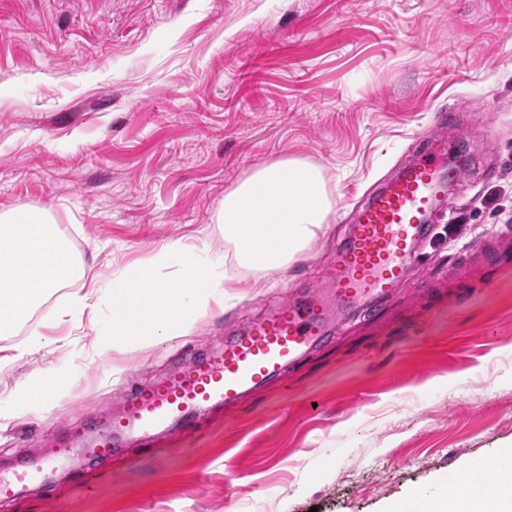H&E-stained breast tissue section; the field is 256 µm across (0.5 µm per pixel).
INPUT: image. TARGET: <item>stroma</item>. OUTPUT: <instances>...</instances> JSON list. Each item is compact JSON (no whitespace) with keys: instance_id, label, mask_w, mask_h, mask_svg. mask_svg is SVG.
I'll return each mask as SVG.
<instances>
[{"instance_id":"obj_1","label":"stroma","mask_w":512,"mask_h":512,"mask_svg":"<svg viewBox=\"0 0 512 512\" xmlns=\"http://www.w3.org/2000/svg\"><path fill=\"white\" fill-rule=\"evenodd\" d=\"M442 109L473 163L417 274L244 401L0 512H390L512 441V0H0V211L48 210L88 267L0 335V471L73 427L95 434L178 358L306 294L348 213ZM286 159L321 170L333 210L309 249L256 278L216 209ZM208 227L245 294L185 336L112 338L124 274ZM86 292L91 314L54 318ZM58 378L56 404L17 406Z\"/></svg>"}]
</instances>
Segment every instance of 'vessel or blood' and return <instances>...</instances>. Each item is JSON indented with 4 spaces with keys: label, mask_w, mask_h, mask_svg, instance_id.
Instances as JSON below:
<instances>
[{
    "label": "vessel or blood",
    "mask_w": 512,
    "mask_h": 512,
    "mask_svg": "<svg viewBox=\"0 0 512 512\" xmlns=\"http://www.w3.org/2000/svg\"><path fill=\"white\" fill-rule=\"evenodd\" d=\"M455 124V113H435L430 131L419 137L397 175L354 210L349 233L337 243L327 274L309 296L278 305L226 339L219 351L190 357L173 375L126 395L123 416L92 444L73 448V455L99 458L117 442L185 427L209 407L239 401L323 342L337 328L338 317L387 297L431 236L449 185L466 174L447 161L448 131ZM56 463L53 457L33 461L13 481L0 478V496L11 497L48 477Z\"/></svg>",
    "instance_id": "obj_1"
}]
</instances>
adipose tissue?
Masks as SVG:
<instances>
[{
    "instance_id": "ef3b65f1",
    "label": "adipose tissue",
    "mask_w": 512,
    "mask_h": 512,
    "mask_svg": "<svg viewBox=\"0 0 512 512\" xmlns=\"http://www.w3.org/2000/svg\"><path fill=\"white\" fill-rule=\"evenodd\" d=\"M332 211L319 170L296 160L257 169L225 194L216 221L236 260L255 277L291 262L310 247ZM207 238L175 240L128 278L112 322L116 336L173 338L189 334L199 317L220 312L233 297L223 257H210ZM181 261L177 282L162 269ZM85 269L56 233L48 212L14 208L0 213V334L22 321L42 297ZM495 486L479 490L472 473L453 489L427 496L419 512H512V448L492 465Z\"/></svg>"
}]
</instances>
